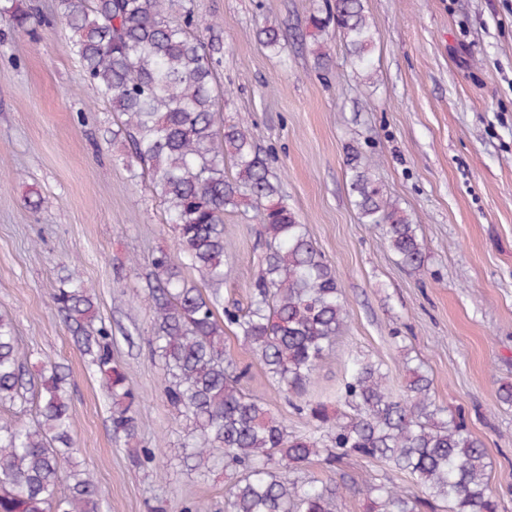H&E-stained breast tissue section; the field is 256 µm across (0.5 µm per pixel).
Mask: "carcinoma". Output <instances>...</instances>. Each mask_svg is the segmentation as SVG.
<instances>
[{"label":"carcinoma","mask_w":512,"mask_h":512,"mask_svg":"<svg viewBox=\"0 0 512 512\" xmlns=\"http://www.w3.org/2000/svg\"><path fill=\"white\" fill-rule=\"evenodd\" d=\"M176 7L183 9L180 23L169 18ZM0 16L19 29L50 19L65 23L69 50L82 63L79 85L124 117L112 139L125 143L126 166L139 167L165 205L180 261L165 250L150 261L143 290L153 313L148 343L163 365L168 405L188 422L185 458L199 470L222 467L228 476L226 512H339L351 484L333 475L348 457L416 480V492L388 478L365 482L367 512H499L484 443L461 411L436 405L422 364L403 361L407 379L397 394L381 362L348 357L337 398L353 406L351 417L303 398L347 327L343 290L249 128L225 122L216 108L221 45L194 33L181 0H54L49 16L26 0H0ZM334 17L352 66L369 72L376 32L363 0H335ZM257 39L281 49L272 25L260 28ZM346 166L361 223L383 231L398 264L421 269L426 248L417 225L384 194L372 163L352 147ZM245 196L264 250L243 308L224 304L222 285L224 213ZM185 268L199 274L208 292L185 278ZM54 302L102 382L112 435L133 438L139 395L115 357L111 327L97 319L92 289L73 270ZM227 329L286 397L301 398L296 409L307 433L289 432L264 400L245 390V371L224 354ZM27 362L11 321L0 316V404L35 407L29 422H0V512H102L98 483L73 457L65 376L49 361L28 379ZM313 460L326 478L300 476ZM64 471L69 483L61 492Z\"/></svg>","instance_id":"1"}]
</instances>
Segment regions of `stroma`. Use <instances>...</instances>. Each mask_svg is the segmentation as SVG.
Listing matches in <instances>:
<instances>
[{"label": "stroma", "mask_w": 512, "mask_h": 512, "mask_svg": "<svg viewBox=\"0 0 512 512\" xmlns=\"http://www.w3.org/2000/svg\"><path fill=\"white\" fill-rule=\"evenodd\" d=\"M194 30L218 20L224 51L215 81L225 119L241 120L279 177L289 205L335 268L348 328L308 388L335 397L349 355L382 361L401 389L403 358L422 361L437 404L464 408L487 452L500 512H512V0H364L376 30V77L351 66L336 31L312 32L310 13L334 0H184ZM272 24L287 47L256 40ZM69 31L32 33L0 21V315L28 354L62 364L72 391L77 459L96 478L106 512H224L223 470L180 462L182 418L168 406L164 371L147 344L152 316L138 293L152 253L174 232L148 180L132 177L112 140L116 116L79 87ZM329 49L327 68L316 65ZM372 161L385 191L419 227L421 271L402 268L378 228L361 223L348 192L346 149ZM44 199L32 210L29 192ZM251 206L224 216L232 268L223 291L245 300L258 272ZM93 289L114 350L137 390L130 441L114 440L108 399L53 295L67 269ZM224 350L243 381L301 434L306 420L233 334ZM162 445L163 461L140 464Z\"/></svg>", "instance_id": "1"}]
</instances>
